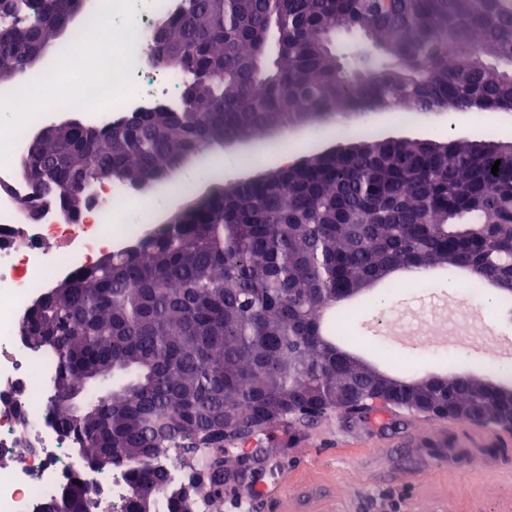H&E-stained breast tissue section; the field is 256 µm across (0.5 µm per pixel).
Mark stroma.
Returning a JSON list of instances; mask_svg holds the SVG:
<instances>
[{"mask_svg":"<svg viewBox=\"0 0 512 512\" xmlns=\"http://www.w3.org/2000/svg\"><path fill=\"white\" fill-rule=\"evenodd\" d=\"M346 124L366 126L384 138L512 139V112L483 119L472 113L371 112L346 119L329 117L290 133H271L257 141L224 146L216 144L188 160V167L219 165L234 160L223 175L197 183L191 194L178 196L175 208L193 205L216 187L242 182L273 172L280 162L267 157L253 162L262 149L284 148L291 161L311 152L343 146L336 129ZM463 302L457 278L425 277L390 292L379 304L357 307L351 321L356 351L392 350L395 364H382L390 376L413 379L446 376L461 370L512 366V313L494 308L505 326L494 344L496 362L475 352L452 336L445 347L428 351L427 338L401 336V326L420 312L450 311ZM440 423L411 412L384 408L364 419L349 420L334 414L308 424L275 428L274 446H262L253 464L252 480L267 485L285 479L287 498L262 502L256 512H512V446L467 448V422H455L446 441L436 434Z\"/></svg>","mask_w":512,"mask_h":512,"instance_id":"1","label":"stroma"}]
</instances>
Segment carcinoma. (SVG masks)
<instances>
[{
    "mask_svg": "<svg viewBox=\"0 0 512 512\" xmlns=\"http://www.w3.org/2000/svg\"><path fill=\"white\" fill-rule=\"evenodd\" d=\"M71 0H10L0 76L69 29ZM181 99L124 126L70 122L25 155L46 181L31 187L72 213L91 180L145 192L213 143L287 132L357 110L512 112V0H182L164 21ZM358 32L362 54L341 65L333 40ZM345 146L311 153L262 182L216 189L179 218L114 251L41 296L21 324L56 359L49 412L98 472L126 465L129 512H223L224 428L258 436L290 417L313 421L336 386L398 401L432 420L496 421L512 414V382L468 373L393 378L327 344L322 309L346 308L394 273L466 268L512 309V140H403L341 128ZM501 160L499 172L492 165ZM112 388L77 414L66 398ZM172 448L196 465L174 480ZM71 481L43 512H92Z\"/></svg>",
    "mask_w": 512,
    "mask_h": 512,
    "instance_id": "obj_1",
    "label": "carcinoma"
}]
</instances>
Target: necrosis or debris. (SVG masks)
Here are the masks:
<instances>
[{
	"label": "necrosis or debris",
	"instance_id": "obj_1",
	"mask_svg": "<svg viewBox=\"0 0 512 512\" xmlns=\"http://www.w3.org/2000/svg\"><path fill=\"white\" fill-rule=\"evenodd\" d=\"M180 6L181 0H112V52L122 65L110 85L86 83L77 69L60 75L50 66L0 89V110L37 125L75 111L83 123L104 127L157 102H177L179 76L150 61L140 35ZM131 12L137 17L135 37L123 24ZM36 92L48 109L33 114L29 108ZM3 144L12 160L0 162V512H42L76 475L95 503L94 512H123L130 497L124 468L100 474L86 467L48 412L56 394L55 359L25 342L20 324L55 279L93 264L103 250V225H113L111 236L119 245L139 236L150 222L149 204L135 190L97 182L80 213L47 200L27 210L31 189L14 161L26 142L11 127L0 126Z\"/></svg>",
	"mask_w": 512,
	"mask_h": 512
}]
</instances>
